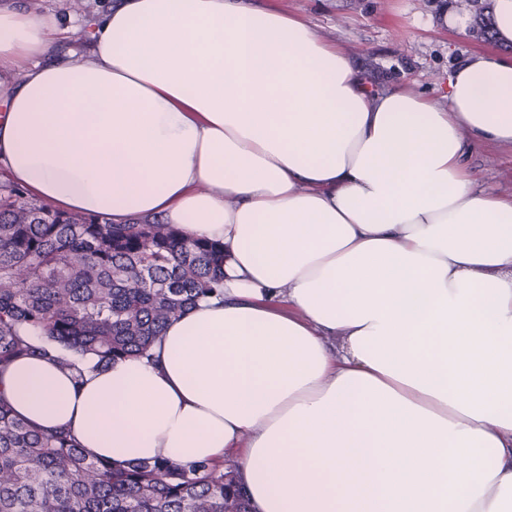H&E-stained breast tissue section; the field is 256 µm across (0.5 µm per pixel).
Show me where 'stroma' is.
Returning <instances> with one entry per match:
<instances>
[{
  "instance_id": "stroma-1",
  "label": "stroma",
  "mask_w": 512,
  "mask_h": 512,
  "mask_svg": "<svg viewBox=\"0 0 512 512\" xmlns=\"http://www.w3.org/2000/svg\"><path fill=\"white\" fill-rule=\"evenodd\" d=\"M116 0H38L37 12L69 18L70 28L58 45L62 54L81 58L87 41L84 21L106 12ZM305 18L325 39L341 43L370 84L378 89L408 83L432 95L447 88L448 75L469 57L496 52L512 58V46L476 37L471 28L487 17L492 0H471L465 14L470 30L444 27L442 10H456L455 0H258ZM466 164L478 171L485 188L512 196V149L485 145L469 152Z\"/></svg>"
}]
</instances>
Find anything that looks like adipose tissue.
I'll return each mask as SVG.
<instances>
[{
    "label": "adipose tissue",
    "instance_id": "ef3b65f1",
    "mask_svg": "<svg viewBox=\"0 0 512 512\" xmlns=\"http://www.w3.org/2000/svg\"><path fill=\"white\" fill-rule=\"evenodd\" d=\"M82 60L0 0V168L63 212L175 225L224 283L152 359L16 360L0 395L87 455L232 458L253 512H512V60L376 89L305 19L118 0ZM466 164L478 171L485 188L512 196V150L497 145H484L465 156Z\"/></svg>",
    "mask_w": 512,
    "mask_h": 512
}]
</instances>
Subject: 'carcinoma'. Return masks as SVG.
<instances>
[{
	"mask_svg": "<svg viewBox=\"0 0 512 512\" xmlns=\"http://www.w3.org/2000/svg\"><path fill=\"white\" fill-rule=\"evenodd\" d=\"M223 279L217 242L159 220L62 212L0 186L1 372L35 355L78 377L148 358L165 325ZM234 471L89 458L68 431L30 426L0 397V512H250Z\"/></svg>",
	"mask_w": 512,
	"mask_h": 512,
	"instance_id": "cac0c4a2",
	"label": "carcinoma"
}]
</instances>
